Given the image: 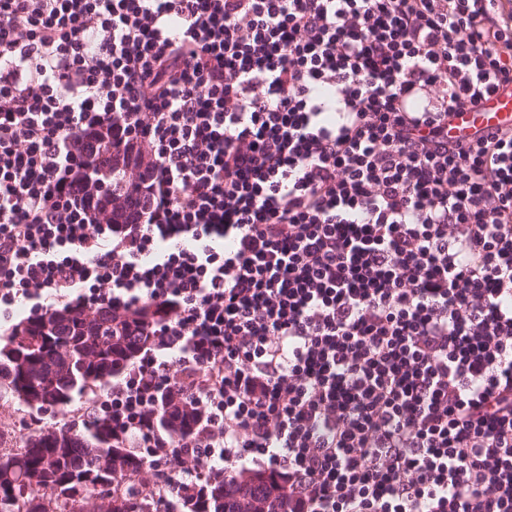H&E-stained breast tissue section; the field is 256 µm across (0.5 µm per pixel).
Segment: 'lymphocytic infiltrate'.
Wrapping results in <instances>:
<instances>
[{"instance_id":"lymphocytic-infiltrate-1","label":"lymphocytic infiltrate","mask_w":512,"mask_h":512,"mask_svg":"<svg viewBox=\"0 0 512 512\" xmlns=\"http://www.w3.org/2000/svg\"><path fill=\"white\" fill-rule=\"evenodd\" d=\"M502 81L512 0H0V332L147 318L81 415L166 510L512 512ZM512 129V83H502L497 91L475 108L464 109L448 121V136L469 137L476 132ZM177 509V511H174ZM288 512L285 482L262 470L245 471L230 481L209 484L198 496L179 499L164 512Z\"/></svg>"}]
</instances>
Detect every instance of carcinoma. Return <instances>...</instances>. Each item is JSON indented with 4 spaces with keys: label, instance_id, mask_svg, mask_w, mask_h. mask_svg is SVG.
<instances>
[{
    "label": "carcinoma",
    "instance_id": "cac0c4a2",
    "mask_svg": "<svg viewBox=\"0 0 512 512\" xmlns=\"http://www.w3.org/2000/svg\"><path fill=\"white\" fill-rule=\"evenodd\" d=\"M145 324L109 309L52 313L19 325L0 342V392L37 411L67 406L120 373L148 342ZM141 458L112 444V430L45 428L19 450L0 451V512H156L151 492L127 482ZM177 512H288L285 482L262 470L178 500Z\"/></svg>",
    "mask_w": 512,
    "mask_h": 512
}]
</instances>
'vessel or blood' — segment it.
Listing matches in <instances>:
<instances>
[{
  "mask_svg": "<svg viewBox=\"0 0 512 512\" xmlns=\"http://www.w3.org/2000/svg\"><path fill=\"white\" fill-rule=\"evenodd\" d=\"M500 128L512 129L511 82L501 84L485 102L456 113L448 121V135L452 138L469 137Z\"/></svg>",
  "mask_w": 512,
  "mask_h": 512,
  "instance_id": "vessel-or-blood-1",
  "label": "vessel or blood"
}]
</instances>
